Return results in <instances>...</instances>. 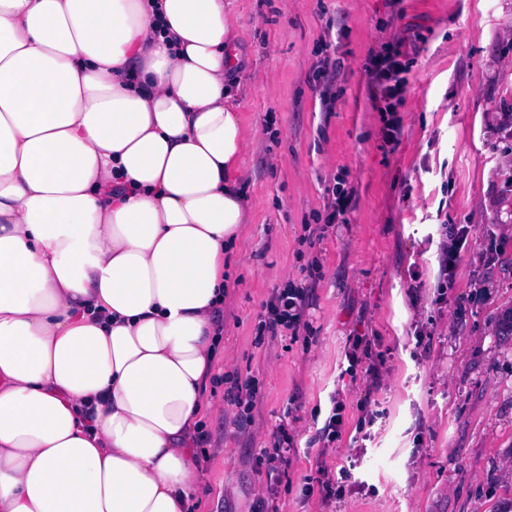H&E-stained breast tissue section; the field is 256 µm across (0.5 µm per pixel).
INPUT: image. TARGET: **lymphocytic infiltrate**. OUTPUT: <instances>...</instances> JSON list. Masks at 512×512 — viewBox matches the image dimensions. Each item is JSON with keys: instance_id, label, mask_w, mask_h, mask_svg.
I'll use <instances>...</instances> for the list:
<instances>
[{"instance_id": "1", "label": "lymphocytic infiltrate", "mask_w": 512, "mask_h": 512, "mask_svg": "<svg viewBox=\"0 0 512 512\" xmlns=\"http://www.w3.org/2000/svg\"><path fill=\"white\" fill-rule=\"evenodd\" d=\"M318 60L314 66V77L321 90L327 109H334L339 96L336 83L344 67V62L336 55L332 40L320 38L317 49ZM413 61L402 50V41L398 37H386L377 47L369 49L364 63V72L372 102V108L380 115L381 135L385 148L396 149L403 132L399 110L409 83ZM329 197L324 206V221L316 226H304L305 240L320 238L329 228L349 221V215L357 203V190L348 181L345 172H338ZM467 227H451L443 230L439 243V273L437 289L447 288L453 280L457 261L468 242ZM301 279L285 280L281 287L275 288L265 302L264 312L256 327L254 342L263 344L267 337L290 333L298 337L300 331L309 330L310 324L305 318L312 288L323 277L322 264L318 258L308 259L300 267ZM224 397L236 409V418L240 423H248L255 401L260 394V382L251 375H241L239 371L225 372ZM295 444V436L286 426H278L271 434L270 445L263 449L259 458L264 464L270 484H277L285 476L292 463L290 451Z\"/></svg>"}]
</instances>
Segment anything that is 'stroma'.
I'll use <instances>...</instances> for the list:
<instances>
[{
  "label": "stroma",
  "mask_w": 512,
  "mask_h": 512,
  "mask_svg": "<svg viewBox=\"0 0 512 512\" xmlns=\"http://www.w3.org/2000/svg\"><path fill=\"white\" fill-rule=\"evenodd\" d=\"M345 14L336 41L346 70L326 110L312 81L328 20ZM391 21L415 57L402 108L403 134L384 151L363 71ZM243 40L235 81L249 144L241 158L248 222L224 261V356L214 368L257 377L245 426L223 386L209 385V457L195 512H253L266 491L256 457L285 424L292 464L276 488L281 512H512V144L495 125L512 113V0H235ZM347 170L357 189L349 221L303 246V227L324 210L326 188ZM505 181L492 180L495 172ZM470 225L446 300H438V229ZM324 277L306 309L312 329L255 345L262 305L285 278L301 279L298 252ZM418 280H411V273ZM484 281L481 303L467 300ZM432 336L417 345L419 317ZM372 340L383 362L378 389L344 377L351 333ZM346 404L340 441L314 437L334 395ZM346 470L345 495L322 506L307 494L318 466Z\"/></svg>",
  "instance_id": "1"
}]
</instances>
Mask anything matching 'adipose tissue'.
I'll list each match as a JSON object with an SVG mask.
<instances>
[{"label":"adipose tissue","mask_w":512,"mask_h":512,"mask_svg":"<svg viewBox=\"0 0 512 512\" xmlns=\"http://www.w3.org/2000/svg\"><path fill=\"white\" fill-rule=\"evenodd\" d=\"M233 0H0V512H190L248 220Z\"/></svg>","instance_id":"1"}]
</instances>
